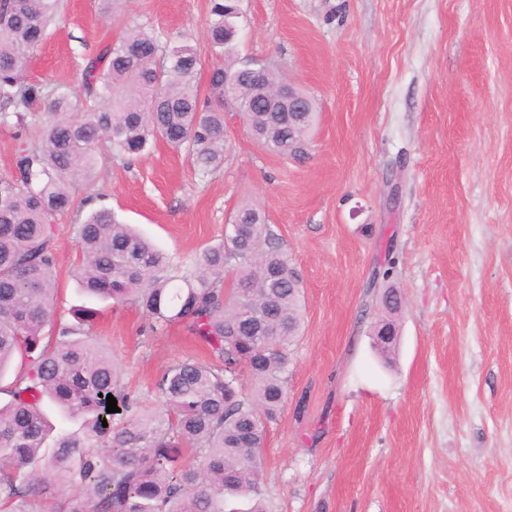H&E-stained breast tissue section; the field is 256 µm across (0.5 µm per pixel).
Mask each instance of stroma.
I'll use <instances>...</instances> for the list:
<instances>
[{
	"label": "stroma",
	"instance_id": "1",
	"mask_svg": "<svg viewBox=\"0 0 512 512\" xmlns=\"http://www.w3.org/2000/svg\"><path fill=\"white\" fill-rule=\"evenodd\" d=\"M234 58L315 103L306 155L258 145L224 108L222 164L194 169L152 142L99 168L94 199L59 215L57 315L81 306L73 232L105 206L182 262L257 207L302 283L287 394L269 423L272 512H512V0H242ZM210 0H63L28 78L78 87L125 26L205 43ZM398 288L399 343L373 346ZM93 338L148 405L173 363L206 346L132 305L91 304Z\"/></svg>",
	"mask_w": 512,
	"mask_h": 512
}]
</instances>
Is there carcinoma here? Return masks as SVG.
<instances>
[{"instance_id": "cac0c4a2", "label": "carcinoma", "mask_w": 512, "mask_h": 512, "mask_svg": "<svg viewBox=\"0 0 512 512\" xmlns=\"http://www.w3.org/2000/svg\"><path fill=\"white\" fill-rule=\"evenodd\" d=\"M60 9L61 0H0V122L16 118L19 140L14 173L0 177V379L20 364L0 388V512H270L264 423L286 396L301 282L262 213L241 206L242 241L202 249L183 274L107 207L74 227L82 294L138 307L153 332L183 323L209 349L210 363L163 371L156 408L125 389L117 361L94 342L93 311L57 319L52 226L99 165L136 159L158 138L187 151L198 171L217 168L226 72L236 77L230 101L280 156L305 154L315 112L292 131L252 98L253 77L228 60L241 30L230 0H211L202 47L132 26L86 59L83 95L31 83V60ZM203 56L214 59L206 94L197 82ZM38 101L43 116L32 111ZM258 322L272 330L261 347L251 332ZM234 371L248 372L251 390ZM109 394L121 411L106 412Z\"/></svg>"}]
</instances>
